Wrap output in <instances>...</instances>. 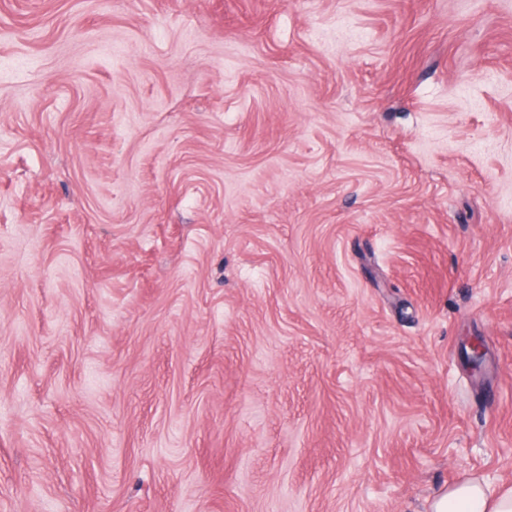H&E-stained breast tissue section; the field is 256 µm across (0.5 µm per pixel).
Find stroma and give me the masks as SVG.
Wrapping results in <instances>:
<instances>
[{"label": "stroma", "instance_id": "stroma-1", "mask_svg": "<svg viewBox=\"0 0 512 512\" xmlns=\"http://www.w3.org/2000/svg\"><path fill=\"white\" fill-rule=\"evenodd\" d=\"M468 478L512 487V0H0V512Z\"/></svg>", "mask_w": 512, "mask_h": 512}]
</instances>
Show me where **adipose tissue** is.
I'll list each match as a JSON object with an SVG mask.
<instances>
[{"label":"adipose tissue","mask_w":512,"mask_h":512,"mask_svg":"<svg viewBox=\"0 0 512 512\" xmlns=\"http://www.w3.org/2000/svg\"><path fill=\"white\" fill-rule=\"evenodd\" d=\"M430 512H512V488L496 493L481 480L469 478L437 496Z\"/></svg>","instance_id":"1"}]
</instances>
